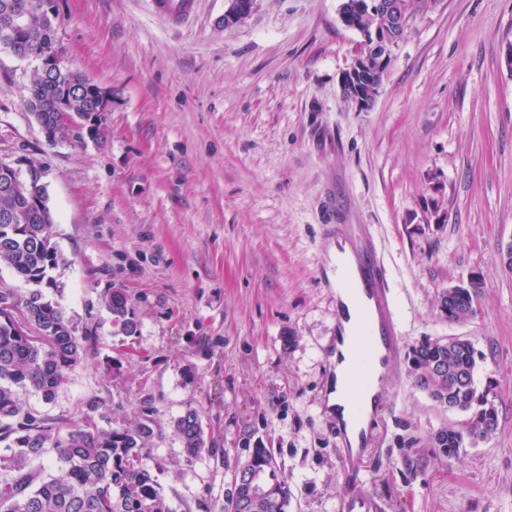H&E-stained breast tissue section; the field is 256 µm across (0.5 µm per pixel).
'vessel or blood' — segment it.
<instances>
[{
	"label": "vessel or blood",
	"instance_id": "b4317fda",
	"mask_svg": "<svg viewBox=\"0 0 512 512\" xmlns=\"http://www.w3.org/2000/svg\"><path fill=\"white\" fill-rule=\"evenodd\" d=\"M195 5L196 0H153L155 13L173 23L190 17ZM353 233L361 247L354 264L341 268L340 278L350 284L361 311H374L375 316L365 320L362 329L349 342L354 363L347 376L346 390L351 398L353 415L367 422L366 429L361 432V440L367 445L377 425V410L367 405V394L378 368L398 369L404 343L393 318L386 271L377 255L370 229L368 225L357 224ZM341 509L342 512H378L372 497L358 486L343 499Z\"/></svg>",
	"mask_w": 512,
	"mask_h": 512
}]
</instances>
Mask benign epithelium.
I'll list each match as a JSON object with an SVG mask.
<instances>
[{"label":"benign epithelium","mask_w":512,"mask_h":512,"mask_svg":"<svg viewBox=\"0 0 512 512\" xmlns=\"http://www.w3.org/2000/svg\"><path fill=\"white\" fill-rule=\"evenodd\" d=\"M52 3L48 0L30 6V10L15 14L10 21L4 24L7 31L17 27H29L30 18L37 12L41 14H54L51 9ZM383 6L381 0H374L366 6L357 9L358 17L348 13H339L342 24L362 37L361 47L354 58L353 63L342 76L341 85L355 88L356 93L353 102L361 110L368 109L376 96V92L363 85V77L370 69L388 68L394 57V52L399 46L400 38L396 32L403 27L407 21V14L392 5L386 6L387 22L383 26L368 28L359 22V18H368L375 13V9ZM253 8V0H230V5L224 13V25L229 27L245 19ZM39 61V71L49 78H60L59 88L55 97L53 107L57 116L68 121L75 119L77 124L93 134L103 125L105 113L112 111V91L98 84H86L81 91L87 93L90 99V107L82 114L72 116V100L70 94L76 82L69 76H63L66 71L61 57L45 45L35 56ZM24 181L21 180L20 171L8 166L0 165V189L5 192L17 193L23 189Z\"/></svg>","instance_id":"1"}]
</instances>
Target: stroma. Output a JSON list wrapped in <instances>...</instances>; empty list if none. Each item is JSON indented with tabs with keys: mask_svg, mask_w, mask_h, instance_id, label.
<instances>
[{
	"mask_svg": "<svg viewBox=\"0 0 512 512\" xmlns=\"http://www.w3.org/2000/svg\"><path fill=\"white\" fill-rule=\"evenodd\" d=\"M229 5L198 0L173 25L149 0H59L65 65L112 91L93 137L49 144L27 107L38 61L0 51V163L41 166L66 260L47 294L98 336L52 400L27 402L72 418L100 394L113 425L151 419L149 464L174 512H220L259 443L286 512H340L356 480L382 512H512V0H435L362 111L341 88L362 38L340 0H255L228 27ZM330 224L370 225L405 346L462 336L483 353L490 439L437 456L431 435L466 416L403 368L364 471L342 470L326 405ZM473 272L474 313L444 320L439 293ZM115 288L134 335L104 305ZM190 407L217 455L186 458L173 422Z\"/></svg>",
	"mask_w": 512,
	"mask_h": 512,
	"instance_id": "1",
	"label": "stroma"
}]
</instances>
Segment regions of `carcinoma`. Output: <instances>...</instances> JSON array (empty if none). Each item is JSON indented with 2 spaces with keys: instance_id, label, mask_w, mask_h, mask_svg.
<instances>
[{
  "instance_id": "obj_1",
  "label": "carcinoma",
  "mask_w": 512,
  "mask_h": 512,
  "mask_svg": "<svg viewBox=\"0 0 512 512\" xmlns=\"http://www.w3.org/2000/svg\"><path fill=\"white\" fill-rule=\"evenodd\" d=\"M57 20L47 17L34 30L13 31L16 48L34 53L43 43H56ZM54 87L36 75L29 89V107L37 121L51 123ZM40 181L26 183L20 198L0 190V216L20 211L16 224L0 223V266L31 285L24 295L0 290V512H173L161 492L153 468L147 465V445L153 435L150 421L133 426H107L96 412L100 396L87 400L78 419L51 417L27 405L23 393L32 388L52 399L70 373L87 358L98 337L94 327L77 326L46 288L57 287L52 275L65 263L51 241V210ZM484 288L482 277L445 288L438 296L440 315L450 322L470 316V306ZM113 322L127 336L137 323L126 293L116 288L105 300ZM26 320L29 333L15 329ZM483 356L464 337L425 338L408 353V372L415 385L438 406L467 415L465 428L445 426L432 434V447L453 459L469 445L493 436L498 415L490 388L479 389L476 375ZM174 430L190 459L212 452L198 411L188 408ZM65 465L61 476L47 472L49 456ZM270 449L257 446L235 476L251 475L262 494L246 509L229 495L222 512H285L288 487L275 473Z\"/></svg>"
}]
</instances>
